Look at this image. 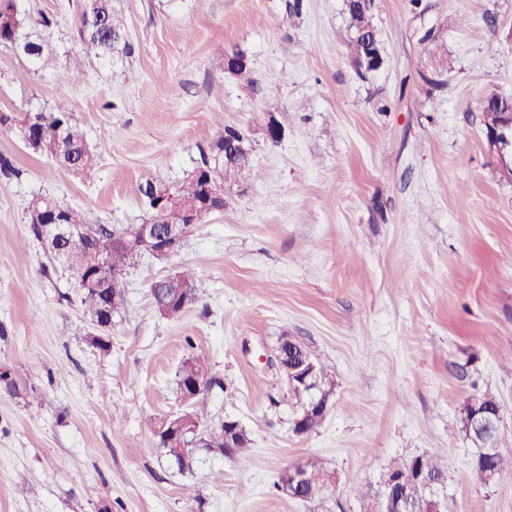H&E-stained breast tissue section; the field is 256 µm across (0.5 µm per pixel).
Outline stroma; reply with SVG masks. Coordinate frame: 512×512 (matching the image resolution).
<instances>
[{
  "label": "stroma",
  "mask_w": 512,
  "mask_h": 512,
  "mask_svg": "<svg viewBox=\"0 0 512 512\" xmlns=\"http://www.w3.org/2000/svg\"><path fill=\"white\" fill-rule=\"evenodd\" d=\"M116 5L130 51L82 72L69 59L86 0H27L53 21L55 68L0 48V111L68 109L101 156L86 183L0 130L21 171L0 177V372L18 385L0 389V512H368L357 486L423 453L444 461L445 512H512V474L480 478L460 421L467 397L495 393L512 454V182L479 108L512 93V0H376L388 62L364 80L336 39L343 0ZM450 14L453 69L433 94L415 41ZM239 49L247 82L224 71ZM226 125L252 146L241 193L168 261L129 269L108 347L92 346L73 281L29 233V202L143 223L140 184L185 178ZM186 265L199 301L160 318L150 286ZM284 336L332 385L305 435L275 361ZM193 351L221 381L194 411L239 421L250 443L232 457L195 449L182 469L152 424L183 410L177 373ZM311 457L333 489L312 501L276 489Z\"/></svg>",
  "instance_id": "obj_1"
}]
</instances>
